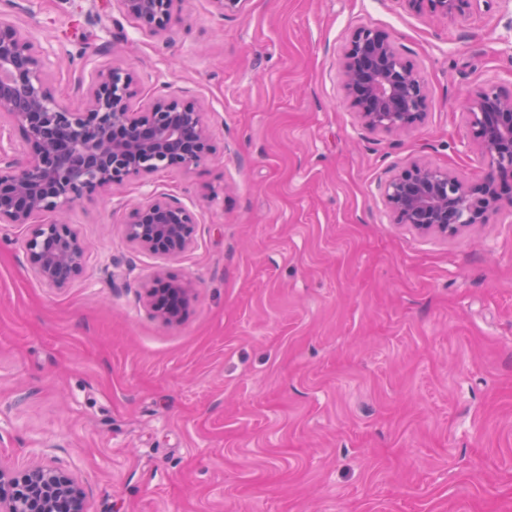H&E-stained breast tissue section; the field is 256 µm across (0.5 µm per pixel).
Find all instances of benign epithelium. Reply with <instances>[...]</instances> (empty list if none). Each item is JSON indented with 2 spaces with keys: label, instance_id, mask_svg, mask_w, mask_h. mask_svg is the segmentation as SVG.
Returning a JSON list of instances; mask_svg holds the SVG:
<instances>
[{
  "label": "benign epithelium",
  "instance_id": "benign-epithelium-1",
  "mask_svg": "<svg viewBox=\"0 0 512 512\" xmlns=\"http://www.w3.org/2000/svg\"><path fill=\"white\" fill-rule=\"evenodd\" d=\"M142 30L166 29L182 0H119ZM416 14L453 20L493 0H400ZM46 50L9 15L0 13V123L21 134L23 162L0 144V224L28 227L25 248L34 275L62 288L84 266L85 247L65 215L82 198L107 192L158 172L187 171L215 151L206 112L192 99L159 93L138 112L130 108L135 81L127 70L98 71L86 104L72 110L47 88ZM347 96L359 123L371 132L399 133L418 126L428 109L424 81L397 52L389 36L371 27L354 30L341 60ZM463 120L472 148L488 159L479 181H464L445 168L413 163L381 187L397 223L421 234L448 237L467 224H484L507 203L501 187L512 184V94L493 84L474 91ZM52 214L55 219L41 222ZM200 215L165 196L139 202L125 224L135 248L169 257L193 243ZM144 299L165 322L179 319L172 298L186 289L163 286ZM0 512H88L82 485L60 468L36 461L12 494L0 492Z\"/></svg>",
  "mask_w": 512,
  "mask_h": 512
}]
</instances>
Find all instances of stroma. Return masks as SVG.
<instances>
[{
	"label": "stroma",
	"instance_id": "obj_1",
	"mask_svg": "<svg viewBox=\"0 0 512 512\" xmlns=\"http://www.w3.org/2000/svg\"><path fill=\"white\" fill-rule=\"evenodd\" d=\"M24 5L57 101L83 108L93 72L120 66L132 109L203 104L217 151L76 204L87 252L65 287L0 224V462L72 472L89 512H512V217L444 240L380 196L417 159L484 176L462 114L477 87L512 93V11L182 0L153 36L117 0H95L106 26L69 0ZM360 26L423 79L417 128L358 123L340 59ZM151 195L199 213L185 252L126 240ZM158 272L189 290L178 322L143 301Z\"/></svg>",
	"mask_w": 512,
	"mask_h": 512
}]
</instances>
